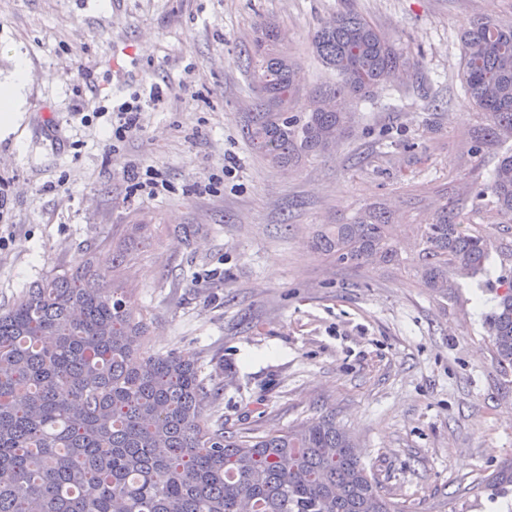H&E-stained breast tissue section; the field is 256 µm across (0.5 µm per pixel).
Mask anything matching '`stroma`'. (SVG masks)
Wrapping results in <instances>:
<instances>
[{"mask_svg":"<svg viewBox=\"0 0 512 512\" xmlns=\"http://www.w3.org/2000/svg\"><path fill=\"white\" fill-rule=\"evenodd\" d=\"M344 12L418 64L348 100L335 151L272 167L245 136L255 26L287 29L306 102L336 81L311 37ZM485 17L512 22V0H0V77L16 53L29 76L23 119L0 139V307L86 249L106 270L124 251L145 354L200 365L225 431L332 413L407 512H512V494L482 486L512 460V372L492 360L472 289L423 286L412 238L443 199L468 223L496 221L476 193L505 146L486 137L460 68L461 33ZM89 73L99 105L142 107V134L117 149L106 118L72 112ZM369 203L400 228V267L313 249Z\"/></svg>","mask_w":512,"mask_h":512,"instance_id":"1","label":"stroma"}]
</instances>
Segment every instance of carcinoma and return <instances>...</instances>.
I'll return each instance as SVG.
<instances>
[{
    "label": "carcinoma",
    "mask_w": 512,
    "mask_h": 512,
    "mask_svg": "<svg viewBox=\"0 0 512 512\" xmlns=\"http://www.w3.org/2000/svg\"><path fill=\"white\" fill-rule=\"evenodd\" d=\"M284 28L266 19L247 51L261 110L246 137L274 167L335 149L352 120L340 101L374 93L419 61L365 18L346 12L313 35L337 86L307 112H290L298 60ZM464 92L488 121L487 136L512 139V23L482 18L460 37ZM512 223V148L477 194ZM490 224H466L444 202L416 231L418 270L442 298L454 278L491 295L484 324L493 357L512 369V241ZM312 247L336 263H403L392 214L368 205L319 232ZM130 296L87 257L51 272L0 309V512H404L381 493L348 432L326 414L288 431L232 435L205 417L220 388L175 352L144 355L148 327ZM512 486V465L486 488Z\"/></svg>",
    "instance_id": "cac0c4a2"
}]
</instances>
